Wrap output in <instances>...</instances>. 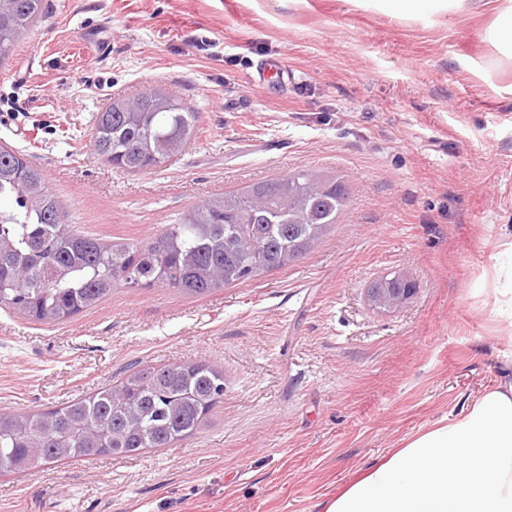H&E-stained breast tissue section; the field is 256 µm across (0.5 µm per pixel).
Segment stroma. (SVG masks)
I'll return each instance as SVG.
<instances>
[{
  "label": "stroma",
  "instance_id": "stroma-1",
  "mask_svg": "<svg viewBox=\"0 0 512 512\" xmlns=\"http://www.w3.org/2000/svg\"><path fill=\"white\" fill-rule=\"evenodd\" d=\"M0 69V145L70 223L143 241L205 198L307 169L347 201L299 261L205 297L115 286L54 325L0 308V411L47 410L144 366L203 362L224 400L193 438L0 474V512H325L405 440L507 373L491 289L512 246V64L486 12L374 0H47ZM106 58L92 59L93 40ZM265 74H258L259 66ZM163 85L196 138L130 174L92 154L112 96ZM416 285L396 312L371 285Z\"/></svg>",
  "mask_w": 512,
  "mask_h": 512
}]
</instances>
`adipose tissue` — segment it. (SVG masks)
I'll list each match as a JSON object with an SVG mask.
<instances>
[{"label":"adipose tissue","instance_id":"ef3b65f1","mask_svg":"<svg viewBox=\"0 0 512 512\" xmlns=\"http://www.w3.org/2000/svg\"><path fill=\"white\" fill-rule=\"evenodd\" d=\"M396 17L492 9L483 41L512 62V0H381ZM325 512H512V382L435 423L349 484Z\"/></svg>","mask_w":512,"mask_h":512}]
</instances>
